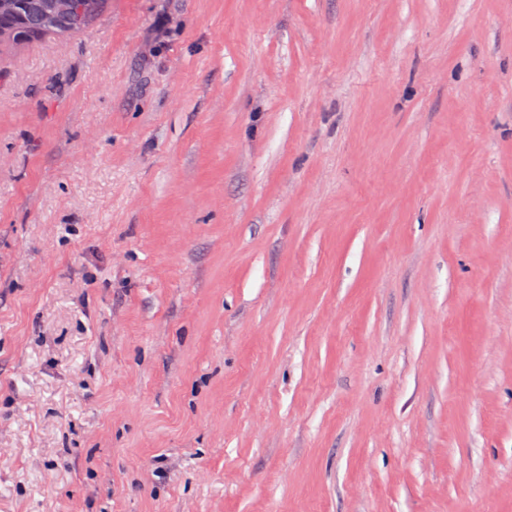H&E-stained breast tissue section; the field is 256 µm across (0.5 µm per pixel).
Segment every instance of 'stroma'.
Wrapping results in <instances>:
<instances>
[{
    "label": "stroma",
    "mask_w": 512,
    "mask_h": 512,
    "mask_svg": "<svg viewBox=\"0 0 512 512\" xmlns=\"http://www.w3.org/2000/svg\"><path fill=\"white\" fill-rule=\"evenodd\" d=\"M0 512H512V0H108L0 51Z\"/></svg>",
    "instance_id": "35a3bbf8"
}]
</instances>
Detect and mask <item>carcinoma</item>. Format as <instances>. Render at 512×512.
<instances>
[{"instance_id": "obj_1", "label": "carcinoma", "mask_w": 512, "mask_h": 512, "mask_svg": "<svg viewBox=\"0 0 512 512\" xmlns=\"http://www.w3.org/2000/svg\"><path fill=\"white\" fill-rule=\"evenodd\" d=\"M46 0H13L10 12L0 11V42L46 41L54 36L74 34L87 27L103 11L107 0H73V14L51 17Z\"/></svg>"}]
</instances>
